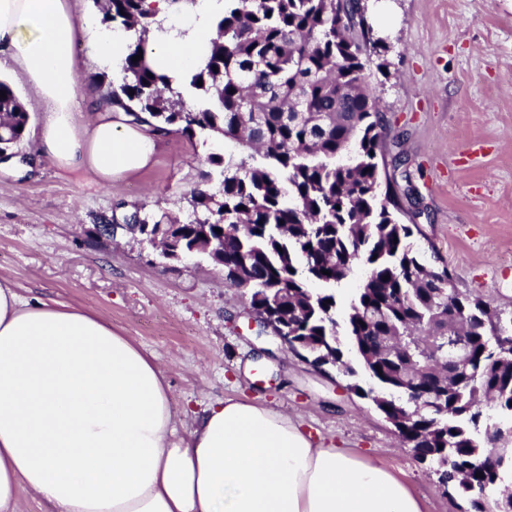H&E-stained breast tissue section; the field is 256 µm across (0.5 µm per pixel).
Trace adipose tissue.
I'll use <instances>...</instances> for the list:
<instances>
[{"label":"adipose tissue","mask_w":512,"mask_h":512,"mask_svg":"<svg viewBox=\"0 0 512 512\" xmlns=\"http://www.w3.org/2000/svg\"><path fill=\"white\" fill-rule=\"evenodd\" d=\"M75 2L0 0V48L45 107L36 160L106 184L148 167L159 139L112 107L82 112L80 76L120 69L127 34L93 27ZM145 6L170 30L150 40L148 59L183 80L216 36L222 0H199L186 20L165 0ZM177 418L164 371L131 337L0 283V512H18L23 489L55 512H423L389 469L316 446L261 403L211 404L180 439Z\"/></svg>","instance_id":"adipose-tissue-1"}]
</instances>
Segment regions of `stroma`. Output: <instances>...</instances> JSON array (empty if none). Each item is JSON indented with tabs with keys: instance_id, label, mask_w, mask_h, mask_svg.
I'll list each match as a JSON object with an SVG mask.
<instances>
[{
	"instance_id": "obj_1",
	"label": "stroma",
	"mask_w": 512,
	"mask_h": 512,
	"mask_svg": "<svg viewBox=\"0 0 512 512\" xmlns=\"http://www.w3.org/2000/svg\"><path fill=\"white\" fill-rule=\"evenodd\" d=\"M364 19L388 47L386 70L366 75L387 124V158L402 156L413 199L401 220L413 243L447 266L459 291L512 313V0H362ZM30 115L19 147L43 117L23 76L0 65ZM239 156L212 134L162 139L154 164L99 188L42 164L0 166V279L27 301L88 309L132 337L166 372L178 410L224 398L288 414L327 446L372 455L421 499L424 512H467L438 483L435 464L401 445L372 401L347 389L254 328L249 297L208 261L168 262L140 234L98 232L105 217L139 209L188 222L190 190L210 155Z\"/></svg>"
}]
</instances>
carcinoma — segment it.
<instances>
[{
    "instance_id": "1",
    "label": "carcinoma",
    "mask_w": 512,
    "mask_h": 512,
    "mask_svg": "<svg viewBox=\"0 0 512 512\" xmlns=\"http://www.w3.org/2000/svg\"><path fill=\"white\" fill-rule=\"evenodd\" d=\"M144 4L106 0L103 20L135 39L122 82L107 84L102 100L155 133L210 132L247 150L236 161L210 157L224 165L220 193L208 173L190 191L193 219L178 227L186 247L210 235L224 250L225 283L258 315L288 320L305 360L336 368L371 398L418 458L445 465L448 483L479 512L471 489L495 493L512 473V452L485 464L492 444L481 432L488 402L512 416V318L456 289L448 267H429L411 242L419 226L395 215L401 201L382 172L385 115L365 75L371 53L387 48L355 22L365 6L224 0L210 51L175 84L143 58L156 24ZM0 91L7 150L22 142L29 114L10 84L0 80ZM358 262L367 275L339 322L336 286ZM450 336L466 337L468 351L451 374L439 364ZM410 391L435 398L409 417L402 398Z\"/></svg>"
}]
</instances>
